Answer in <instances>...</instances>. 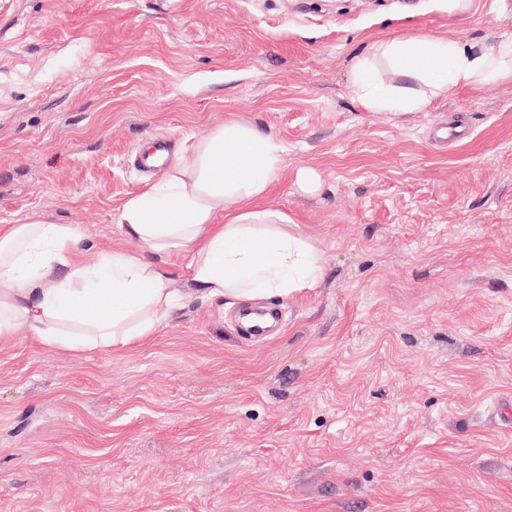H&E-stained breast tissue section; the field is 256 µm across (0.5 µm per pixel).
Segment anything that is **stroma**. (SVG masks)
<instances>
[{
  "instance_id": "stroma-1",
  "label": "stroma",
  "mask_w": 512,
  "mask_h": 512,
  "mask_svg": "<svg viewBox=\"0 0 512 512\" xmlns=\"http://www.w3.org/2000/svg\"><path fill=\"white\" fill-rule=\"evenodd\" d=\"M476 3L0 0V225L131 247L130 154L237 120L282 145L269 203L325 261L263 342L174 251L145 344H0V512H512V82L372 112L352 78L370 38H512V0Z\"/></svg>"
}]
</instances>
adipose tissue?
Segmentation results:
<instances>
[{
    "mask_svg": "<svg viewBox=\"0 0 512 512\" xmlns=\"http://www.w3.org/2000/svg\"><path fill=\"white\" fill-rule=\"evenodd\" d=\"M384 62L386 73L376 64ZM357 95L373 112H415L460 88L512 80V38L459 43L428 35L377 41L354 63ZM282 146L238 121L213 126L157 182L128 194L117 221L136 241L96 262L79 261L71 224L35 215L0 226V340L24 334L82 354L145 341L180 296L151 255L188 257L206 299L285 297L324 273L320 253L288 232L267 199L282 175Z\"/></svg>",
    "mask_w": 512,
    "mask_h": 512,
    "instance_id": "ef3b65f1",
    "label": "adipose tissue"
}]
</instances>
